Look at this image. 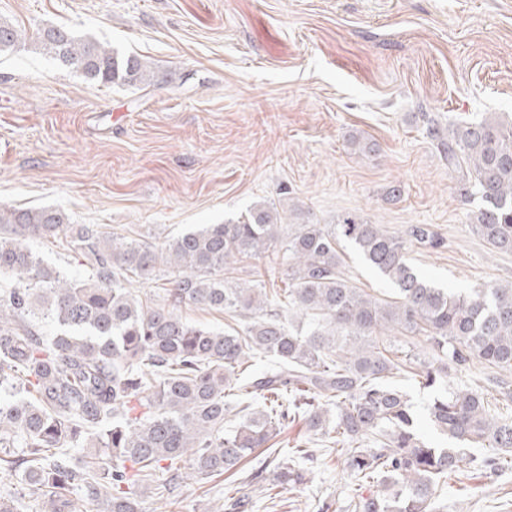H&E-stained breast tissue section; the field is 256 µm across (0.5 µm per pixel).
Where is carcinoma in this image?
I'll return each instance as SVG.
<instances>
[{"label":"carcinoma","mask_w":512,"mask_h":512,"mask_svg":"<svg viewBox=\"0 0 512 512\" xmlns=\"http://www.w3.org/2000/svg\"><path fill=\"white\" fill-rule=\"evenodd\" d=\"M30 46L86 79L136 87L154 80L144 61L70 29L31 33L0 20V52ZM448 164L466 166L467 195L485 207L474 231L512 251V121L486 118L443 130L429 123ZM280 212L255 206L241 221L204 224L161 244L99 224H70L62 212L0 204V471L41 492L44 512H143L137 489L167 474L165 493L187 479L234 475L257 448L300 417L358 481L384 492L355 512H436L448 474L472 463L464 447L512 449V423L448 370L474 361L512 370V283L467 294L430 283L404 242L378 224H299L283 232ZM409 236L436 249L425 224ZM354 243L395 286L384 300L352 286L336 240ZM66 240L91 273L76 280L27 245ZM282 254L288 287L269 291L226 272ZM163 283L162 303L128 288ZM218 311L233 324L214 330L181 309ZM45 324L50 334L37 330ZM424 338L432 360L408 350L396 359L386 337ZM405 376L434 392L426 418L457 448L421 438ZM271 452L272 488L302 481L293 455Z\"/></svg>","instance_id":"cac0c4a2"}]
</instances>
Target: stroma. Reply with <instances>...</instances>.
Masks as SVG:
<instances>
[{"instance_id":"obj_1","label":"stroma","mask_w":512,"mask_h":512,"mask_svg":"<svg viewBox=\"0 0 512 512\" xmlns=\"http://www.w3.org/2000/svg\"><path fill=\"white\" fill-rule=\"evenodd\" d=\"M0 19L64 25L146 59L136 89L104 86L28 47L0 53V203L50 207L73 224H107L163 242L200 224L241 220L257 204L294 224L352 216L404 241L412 266L466 293L512 282V253L473 230L479 199L426 133L495 114L512 119V0H0ZM377 150L355 154L352 137ZM427 224L431 249L410 240ZM341 271L393 295L354 244ZM449 474L438 512H512V467ZM185 481L168 499L139 489L144 512H353L381 493L343 457L309 445L304 479L272 506L264 483Z\"/></svg>"}]
</instances>
